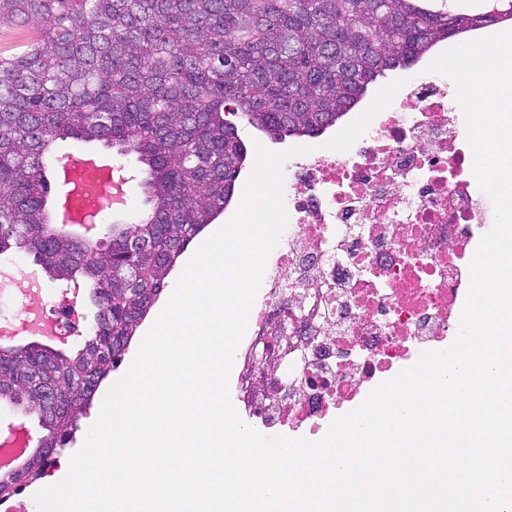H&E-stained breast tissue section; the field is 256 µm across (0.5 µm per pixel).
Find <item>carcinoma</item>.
I'll use <instances>...</instances> for the list:
<instances>
[{"label": "carcinoma", "instance_id": "obj_1", "mask_svg": "<svg viewBox=\"0 0 512 512\" xmlns=\"http://www.w3.org/2000/svg\"><path fill=\"white\" fill-rule=\"evenodd\" d=\"M504 3L500 15L420 12L415 0H0L1 15L37 22L22 50L0 56V254L24 251L51 278L87 284L97 309L73 357L39 343L0 348V401L35 417L56 450L69 445L178 258L232 202L248 149L230 117L279 139L316 138L384 71L512 20ZM64 138L145 165L147 218L111 224L99 243L56 231L50 173ZM44 388L56 395L49 408ZM48 462L41 443L0 475V503Z\"/></svg>", "mask_w": 512, "mask_h": 512}]
</instances>
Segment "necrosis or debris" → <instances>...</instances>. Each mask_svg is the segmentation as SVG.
Here are the masks:
<instances>
[{
  "label": "necrosis or debris",
  "mask_w": 512,
  "mask_h": 512,
  "mask_svg": "<svg viewBox=\"0 0 512 512\" xmlns=\"http://www.w3.org/2000/svg\"><path fill=\"white\" fill-rule=\"evenodd\" d=\"M407 86L354 149L287 161L288 235L250 318L294 326L308 345L282 367L293 405L246 406L265 429H321L460 326L485 194L448 77L414 73ZM310 281L322 285L311 322L273 308Z\"/></svg>",
  "instance_id": "1"
}]
</instances>
